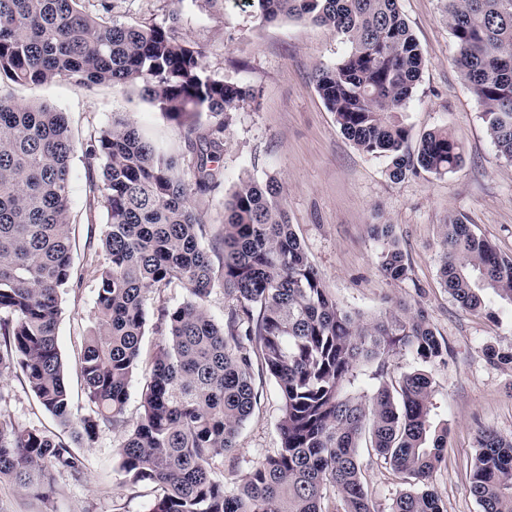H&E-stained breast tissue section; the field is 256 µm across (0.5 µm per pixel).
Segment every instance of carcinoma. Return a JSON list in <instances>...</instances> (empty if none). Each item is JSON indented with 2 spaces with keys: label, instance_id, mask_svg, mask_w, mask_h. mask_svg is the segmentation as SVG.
<instances>
[{
  "label": "carcinoma",
  "instance_id": "cac0c4a2",
  "mask_svg": "<svg viewBox=\"0 0 512 512\" xmlns=\"http://www.w3.org/2000/svg\"><path fill=\"white\" fill-rule=\"evenodd\" d=\"M84 0H0V311L11 315L0 342V378H21L43 408L92 448L126 430L118 449L125 482L153 483L155 512H374L364 486L363 437L411 489L392 512H444L418 488L442 458L448 423L435 421L431 375L417 369L397 385L357 392L362 363L404 349L423 365L446 363L448 346L424 313L397 311L366 321L340 307L289 224L275 179H243L224 201L220 246L208 241L191 199L219 185L230 112L252 89L208 73L205 52L176 36L178 17L131 25L93 13ZM263 22L282 18L324 27L349 45L315 73L317 91L344 135L361 151L388 158L394 182L421 171L442 175L463 159L448 130L422 136L406 152L403 112L423 64L398 0H250ZM456 63L483 109L499 156L512 161V0H443ZM66 81L136 87L158 111L206 133L189 139L187 175L118 119L83 150L88 196L104 199L107 229L95 296L97 321L80 355L86 413L74 417L57 342L62 295L80 284L72 256L70 160L76 150L65 116L22 103L11 86ZM385 277L408 267L391 224L371 225ZM219 257L214 264L213 256ZM439 273L464 310L496 317L490 296L512 306V256L458 218L441 225ZM189 298L158 309L161 341L141 392L143 411L127 427L125 405L140 359L146 293L173 284ZM216 289L232 301L219 324L206 302ZM279 387L281 446L227 486L217 460L237 450L265 379ZM468 494L482 512H512V437L484 429ZM52 466L77 477L82 457L58 435L0 419V481L43 500ZM337 491L340 499L330 496Z\"/></svg>",
  "mask_w": 512,
  "mask_h": 512
}]
</instances>
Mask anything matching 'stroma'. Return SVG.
<instances>
[{
  "label": "stroma",
  "instance_id": "obj_1",
  "mask_svg": "<svg viewBox=\"0 0 512 512\" xmlns=\"http://www.w3.org/2000/svg\"><path fill=\"white\" fill-rule=\"evenodd\" d=\"M112 19L132 25L163 23L178 13L181 37L205 52L212 75L255 90L257 98L240 104L224 133L221 184L194 199L209 237L220 236L224 201L240 179H276L288 219L311 263L343 309L376 317L399 305L425 313L448 345L445 365L432 369L435 401L448 422L443 461L428 486L446 512H480L465 490L479 452L480 429L512 436V364L489 360L486 349H512V306L502 305L498 321L460 309L439 276L441 224L456 217L512 255V162L500 158L487 135L482 110L456 66L457 48L441 0H399V9L417 39L424 67L404 119L411 129L409 150L421 136L445 127L462 144L464 160L443 175L422 172L392 182L387 161L359 150L340 130L313 80L317 67H330L348 49L329 30L294 19L260 23L246 0H110ZM15 100L43 102L65 113L78 148L71 160V217L74 263L82 280L61 303L58 346L76 414H84L85 395L78 372L82 336L95 323L98 269L106 208L87 205V178L80 154L91 136L114 118H131L142 135L190 171L192 154L186 125L170 120L137 90L109 84L77 88L64 82L16 85ZM393 225L406 257L405 279L391 281L380 269V245L371 224ZM189 296L172 285L147 295V325L141 356L149 358L160 337L157 310ZM281 399L265 381L260 404L240 431L238 449L216 468L232 482L253 461L280 446ZM0 418L56 431L52 417L23 380L0 379ZM122 433L106 432L95 447L76 446L84 459L80 478L54 472L56 494L43 503L0 482V512H153L154 485L125 482L116 452ZM366 485L376 512H391L403 489L399 476L372 448H361Z\"/></svg>",
  "mask_w": 512,
  "mask_h": 512
}]
</instances>
